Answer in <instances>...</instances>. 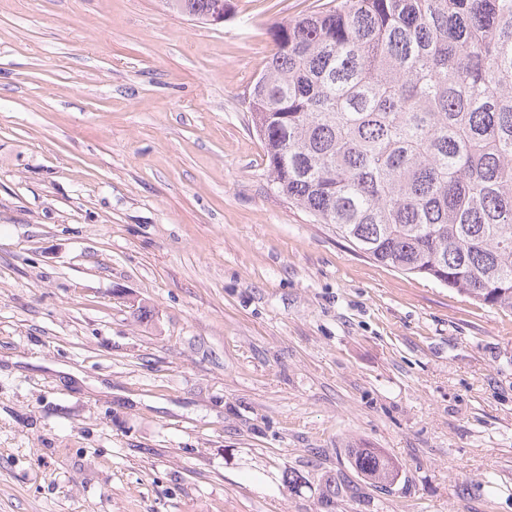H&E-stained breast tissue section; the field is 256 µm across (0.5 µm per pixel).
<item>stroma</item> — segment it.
Listing matches in <instances>:
<instances>
[{
  "instance_id": "35a3bbf8",
  "label": "stroma",
  "mask_w": 512,
  "mask_h": 512,
  "mask_svg": "<svg viewBox=\"0 0 512 512\" xmlns=\"http://www.w3.org/2000/svg\"><path fill=\"white\" fill-rule=\"evenodd\" d=\"M328 3L0 0V512H327L352 446L398 477L336 512H512V311L269 182L249 89ZM166 2L171 8L180 12L186 13L184 9L189 10L188 15L206 24H214L211 23L210 17L218 8L224 11V0H169Z\"/></svg>"
}]
</instances>
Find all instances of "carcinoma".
I'll use <instances>...</instances> for the list:
<instances>
[{"instance_id": "cac0c4a2", "label": "carcinoma", "mask_w": 512, "mask_h": 512, "mask_svg": "<svg viewBox=\"0 0 512 512\" xmlns=\"http://www.w3.org/2000/svg\"><path fill=\"white\" fill-rule=\"evenodd\" d=\"M271 32L249 99L276 192L367 257L512 310V0H338ZM347 458L397 479L375 448ZM338 497L327 478L321 503Z\"/></svg>"}]
</instances>
